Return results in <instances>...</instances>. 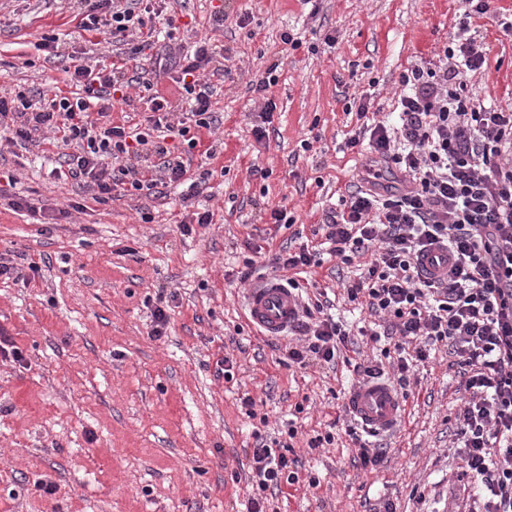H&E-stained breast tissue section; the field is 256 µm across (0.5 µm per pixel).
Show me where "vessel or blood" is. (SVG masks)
<instances>
[{
    "mask_svg": "<svg viewBox=\"0 0 512 512\" xmlns=\"http://www.w3.org/2000/svg\"><path fill=\"white\" fill-rule=\"evenodd\" d=\"M443 249L431 247L422 253L418 263L423 275L430 279L445 277L448 265L442 260ZM249 322L259 335H284L299 314V299L275 276L259 278L246 294ZM346 408L366 432L393 431L403 415L402 402L387 382L373 380L356 385L350 392Z\"/></svg>",
    "mask_w": 512,
    "mask_h": 512,
    "instance_id": "vessel-or-blood-1",
    "label": "vessel or blood"
}]
</instances>
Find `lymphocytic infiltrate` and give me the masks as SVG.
<instances>
[{
    "mask_svg": "<svg viewBox=\"0 0 512 512\" xmlns=\"http://www.w3.org/2000/svg\"><path fill=\"white\" fill-rule=\"evenodd\" d=\"M77 3L81 28L129 42L126 59L74 65L67 95L0 93V131L31 144L62 133L64 143L76 147L64 157L66 177L98 203L119 189L133 196L182 182L196 190L207 173L189 177L169 142L177 138L196 148L197 131L217 120L206 78L216 61L212 50L203 44L175 59L171 79L188 106L176 113L143 74H125L128 62L155 50L139 33L148 15H161L170 0L149 7L144 0ZM444 56L451 66L401 73L399 128L371 117L368 96H360L361 124L345 147L369 148L367 171L375 181L340 197L325 216V240L340 263L363 260L364 272L345 290L383 320V328H370L372 341L395 337L381 354L399 387L408 386L413 362H425L440 343L469 366V397L456 415L466 473L482 512H512V113L477 104L469 88L485 63L481 44L461 37ZM132 88L148 111L141 130L112 122L114 104L128 101ZM384 168L400 174V188L378 183ZM436 244L448 249V275L432 281L417 260ZM290 333L279 346L290 368L335 365L352 342L319 301L301 304ZM297 434L294 425L280 438L253 431L247 472L231 476L246 484L245 512H268L283 486L304 480L294 453ZM304 481L318 485L312 476Z\"/></svg>",
    "mask_w": 512,
    "mask_h": 512,
    "instance_id": "f902f5d3",
    "label": "lymphocytic infiltrate"
}]
</instances>
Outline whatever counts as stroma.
I'll list each match as a JSON object with an SVG mask.
<instances>
[{"instance_id": "obj_1", "label": "stroma", "mask_w": 512, "mask_h": 512, "mask_svg": "<svg viewBox=\"0 0 512 512\" xmlns=\"http://www.w3.org/2000/svg\"><path fill=\"white\" fill-rule=\"evenodd\" d=\"M179 0L174 42L182 52L206 42L224 55L225 77H212L218 124L202 131L192 168L210 171L203 192L181 187L90 202L82 185L60 176L68 146H0V173L14 193L64 209L87 201L71 219L42 222L0 203V256L45 259L31 281L0 279V330L24 358H0V512H239L244 483L231 480L252 444L242 395L268 417L301 430L295 452L319 478L317 488L284 487L280 512H475L476 490L452 446L454 417L466 393L464 367L437 346L410 376L404 415L382 442L386 457L363 469L348 436L309 453L307 441L343 419L352 367L280 365L276 341L247 322L246 287L235 273L248 246L274 251L319 242L323 215L360 185L367 159L344 148L359 128L349 105L368 93L372 111L398 117V78L437 65L467 32L485 50L472 80L485 105L512 113V0H490L468 16L466 0ZM223 10V26L213 23ZM300 38L292 49L284 33ZM59 37L63 58L46 59L43 35ZM333 36L335 45L324 42ZM112 47L82 31L56 0H0V92L69 91L66 66L111 60ZM279 81L265 139L253 134L262 103L250 90L272 62ZM309 149H302V141ZM269 170L261 180L253 167ZM288 213L275 224L273 210ZM213 212L191 232L189 211ZM357 270L336 261L310 268L309 297L329 299L349 328L367 312L348 302L343 280ZM174 294L165 336L150 334L158 291ZM233 358L235 378L216 373ZM303 413H296V405ZM52 483L55 496L39 490Z\"/></svg>"}]
</instances>
